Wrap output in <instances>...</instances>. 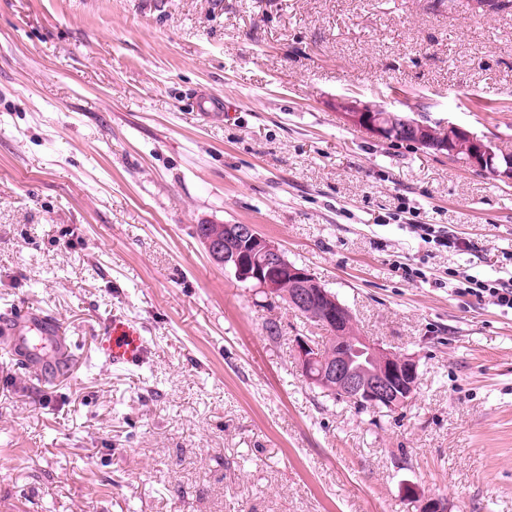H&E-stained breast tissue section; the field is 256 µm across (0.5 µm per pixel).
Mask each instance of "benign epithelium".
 Wrapping results in <instances>:
<instances>
[{"label": "benign epithelium", "instance_id": "7a95c632", "mask_svg": "<svg viewBox=\"0 0 512 512\" xmlns=\"http://www.w3.org/2000/svg\"><path fill=\"white\" fill-rule=\"evenodd\" d=\"M334 107L346 122L370 129L393 142L416 137L427 150L446 154L468 168L512 182V156L499 157L491 142L455 124H430L398 111L355 97L338 98ZM210 258L234 277L275 295L288 282V304L297 309L327 308L325 326L336 339L335 351L324 355L317 339H296V359L306 379L315 387L333 391L357 405L398 411L414 396L418 363L412 356L396 353L365 336L355 340L359 355L346 350L345 332L353 324L349 309L340 303L303 267L288 261L273 241L253 224H226L224 238L203 239Z\"/></svg>", "mask_w": 512, "mask_h": 512}]
</instances>
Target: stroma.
Here are the masks:
<instances>
[{"mask_svg":"<svg viewBox=\"0 0 512 512\" xmlns=\"http://www.w3.org/2000/svg\"><path fill=\"white\" fill-rule=\"evenodd\" d=\"M339 96L512 154V7L0 0V330L19 307L69 347L59 369L0 344V505L420 512L411 484L448 512H512V313L451 291L499 277L512 185L347 125ZM200 224L256 225L360 335L415 357L407 406L311 385L295 340L317 328L214 264ZM116 315L142 365L113 364ZM413 232L428 243L434 242L438 248L452 249L454 251H469L471 244L469 241L458 238L448 232L436 231L431 224H416L412 227Z\"/></svg>","mask_w":512,"mask_h":512,"instance_id":"35a3bbf8","label":"stroma"}]
</instances>
